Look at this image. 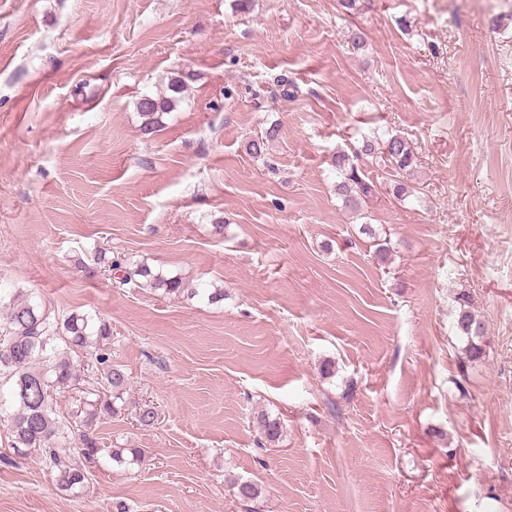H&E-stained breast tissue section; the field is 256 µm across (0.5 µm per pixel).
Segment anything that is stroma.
Wrapping results in <instances>:
<instances>
[{
	"instance_id": "35a3bbf8",
	"label": "stroma",
	"mask_w": 512,
	"mask_h": 512,
	"mask_svg": "<svg viewBox=\"0 0 512 512\" xmlns=\"http://www.w3.org/2000/svg\"><path fill=\"white\" fill-rule=\"evenodd\" d=\"M174 75L142 134L138 100ZM392 134L414 195L377 166L351 213L332 156ZM99 249L224 300L122 284ZM0 282L105 320L129 378L98 455L66 443L81 493L0 423V512H512V0H0ZM168 90L172 95H159V96H142L137 103V110L141 115L142 131L144 133H151L154 129L161 125V119L164 114L171 112L175 107L178 97L183 91V81L179 76L171 78L168 85ZM459 313L456 319V328L467 338L466 355L471 361H475L482 356L483 349L479 343L484 335V324L476 314L471 311L470 302L462 296L458 300ZM477 340V342L475 341Z\"/></svg>"
}]
</instances>
